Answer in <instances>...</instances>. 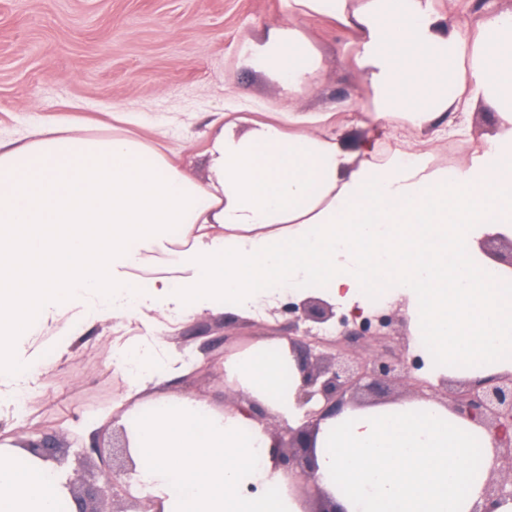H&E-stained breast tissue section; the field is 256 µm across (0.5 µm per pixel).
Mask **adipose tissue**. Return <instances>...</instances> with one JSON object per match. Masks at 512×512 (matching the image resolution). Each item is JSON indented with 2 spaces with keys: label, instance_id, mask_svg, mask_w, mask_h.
<instances>
[{
  "label": "adipose tissue",
  "instance_id": "obj_1",
  "mask_svg": "<svg viewBox=\"0 0 512 512\" xmlns=\"http://www.w3.org/2000/svg\"><path fill=\"white\" fill-rule=\"evenodd\" d=\"M284 2L260 66L286 89L306 84L322 59L297 21L337 24L375 119L444 123L460 136L454 178L428 149L368 141L352 158L339 136L241 117L214 131L203 181L122 133L60 126L0 142V381L25 373L7 359L15 338L50 325L247 315L296 286L347 311L380 290L401 304L426 362L473 377L512 371V301L479 277L476 246L512 233V10L459 30L435 0ZM482 102L498 131L475 138L468 117ZM158 260L166 273L141 276ZM287 362L261 340L224 370L294 426L300 382H282ZM164 386L141 373L121 416L135 423L136 478L162 512H301L267 492L289 478L267 453L255 461L272 445L262 425ZM314 446L318 483L344 512H512V499L485 498L490 435L442 403L346 407L320 423ZM64 494L46 463L0 443V512H57Z\"/></svg>",
  "mask_w": 512,
  "mask_h": 512
}]
</instances>
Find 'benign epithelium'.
I'll use <instances>...</instances> for the list:
<instances>
[{"label":"benign epithelium","mask_w":512,"mask_h":512,"mask_svg":"<svg viewBox=\"0 0 512 512\" xmlns=\"http://www.w3.org/2000/svg\"><path fill=\"white\" fill-rule=\"evenodd\" d=\"M287 311L293 316L287 339L301 374L300 406L304 408V424L296 429L282 427L276 434L272 457L275 466L288 473V492L292 493L306 485L318 487L313 432L321 421L337 415L355 394L403 380L422 398L428 395L421 389L420 380L413 376V371L421 367L415 358L383 350L356 361L341 359L351 346L383 344L393 332L395 313L377 311L359 320L350 319L337 315L331 305L315 299L290 303ZM332 319L336 338L331 340L317 338L310 327L300 328L307 322L326 324ZM450 409L478 421L489 431L495 448L491 473L508 474V480L487 485V498L492 501L512 498V373L490 375L461 385L451 396ZM24 448L46 463L60 462L58 444L49 437L28 441ZM110 448L112 451L107 452L97 444L84 453V460L93 462L102 483L79 489L69 478L63 482L75 512H116L107 505L123 497L131 500V512H161L155 508L152 497L138 499L130 492L128 478L136 472V464L126 428L120 427L112 433Z\"/></svg>","instance_id":"obj_1"}]
</instances>
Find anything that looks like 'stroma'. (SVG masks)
Segmentation results:
<instances>
[{"label": "stroma", "mask_w": 512, "mask_h": 512, "mask_svg": "<svg viewBox=\"0 0 512 512\" xmlns=\"http://www.w3.org/2000/svg\"><path fill=\"white\" fill-rule=\"evenodd\" d=\"M282 16V0H0V140L21 141L59 123L78 134L116 131L174 151L181 168L203 179L212 129L224 116L284 122L295 112L304 128L342 132L350 146L370 137L390 149L426 141L434 164L447 163V128L365 119L372 101L362 73L343 58L341 33L322 20L298 24L326 59L308 85L290 93L280 74L259 71L255 54ZM354 95L360 111L337 109ZM46 333L47 348L35 336L16 339L14 361L35 371L34 417L18 419L11 391L1 387L0 439L23 431L57 437L67 444L63 469L80 483L98 475L69 446L70 421L111 415L133 384L113 364L116 342L150 339L148 359L170 394L220 408L238 398L224 386L226 356L284 340L288 317L276 307L250 317L201 310L166 326L149 312ZM188 353L200 367L189 379L178 372Z\"/></svg>", "instance_id": "1"}]
</instances>
